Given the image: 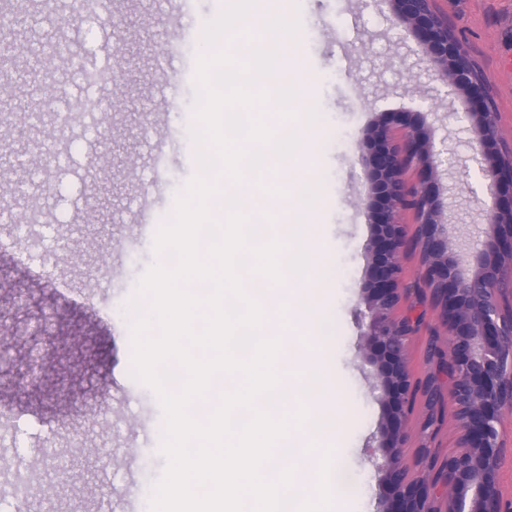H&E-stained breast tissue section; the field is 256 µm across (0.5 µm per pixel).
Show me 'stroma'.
I'll use <instances>...</instances> for the list:
<instances>
[{"mask_svg": "<svg viewBox=\"0 0 512 512\" xmlns=\"http://www.w3.org/2000/svg\"><path fill=\"white\" fill-rule=\"evenodd\" d=\"M67 2L53 0L42 31L66 39L88 59L109 54L127 64L114 74L112 94L121 104L112 111L102 101L91 104L96 131L70 121L59 130L55 154L43 156L33 146L19 166L12 162L16 143L0 139V179L20 186L15 209L34 216L28 232L0 230V243L8 245L0 250V276L14 278L31 296L28 307L19 309L0 291V336L15 337L10 362L0 365V376L11 382L0 388V512H147L165 459L159 401L132 375L130 304L138 298V279L157 261L152 238L140 237L136 221L140 188L153 175L148 153L154 138L142 136L140 128L152 121L177 142L153 213L159 227L171 219V203L185 183L201 172L192 138L198 127L195 63L203 54L204 25L223 12L224 0H186L178 30L168 22L166 0H122L117 28L108 12L72 11ZM434 7L482 70L496 103L499 144L511 148L512 0H435ZM285 9L303 30L304 67L323 76L306 108L315 114L313 139L322 160V273L332 288L320 332L329 342L331 375L350 399L336 462L350 474L358 512H384L388 492L367 454L380 435L385 407L373 390L379 379L365 342L362 286L374 241L366 138L381 115L415 112L435 141L455 150L438 183L445 228L469 270L476 265L471 246L487 228L481 150L457 118L464 99L448 94L443 75L386 0H286ZM172 40L179 48L181 88L171 100L159 88L166 76L162 52ZM81 85L61 64L30 84L26 99L42 112H62L66 91ZM59 229L67 232L68 250L51 241ZM401 265L397 312L412 321L415 398L399 461L409 476L435 481L433 512H449L441 479L461 438L448 400L449 332L419 277V252L407 249ZM42 363L54 366L65 382L80 384L79 397L64 404L52 390L27 383L28 368ZM94 410L107 413L114 428L92 423ZM127 415L137 418L136 427H125ZM77 439L97 451L86 463L104 497L79 485L56 497L47 485L45 460L70 453ZM500 448V508L512 512V410L503 413Z\"/></svg>", "mask_w": 512, "mask_h": 512, "instance_id": "stroma-1", "label": "stroma"}]
</instances>
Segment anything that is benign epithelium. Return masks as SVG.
<instances>
[{
  "label": "benign epithelium",
  "instance_id": "1",
  "mask_svg": "<svg viewBox=\"0 0 512 512\" xmlns=\"http://www.w3.org/2000/svg\"><path fill=\"white\" fill-rule=\"evenodd\" d=\"M395 18L418 41L422 52L467 102L464 118L482 146V172L492 199L488 229L477 248L475 269L462 272L457 253L441 222L442 202L436 188L437 168L448 162L447 145L436 148L432 132L410 112L383 118L368 136L376 250L363 286L370 322L366 345L377 365L387 406L385 424L373 452L381 484L390 490L386 512H431L432 484L423 475L408 476L399 464L405 440V409L412 400L408 347L410 333L394 317L402 268L399 255L406 227L399 216L416 213V246L420 279L448 326V369L457 382L448 398L461 410V449L448 458L445 481L450 512H500L498 460L502 410L512 404V309L500 297L512 292V273H504L503 256L512 257V148L499 146L496 113L479 68L468 58L456 35L433 10L432 0H388ZM407 131L405 147L393 143L389 125ZM416 171L410 186L404 172ZM58 491L72 487L64 468L47 465Z\"/></svg>",
  "mask_w": 512,
  "mask_h": 512
}]
</instances>
